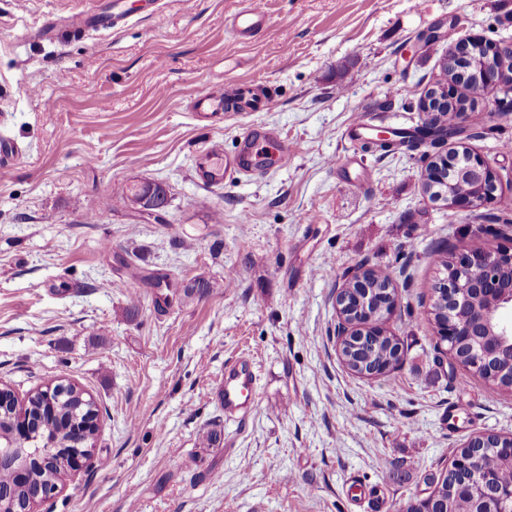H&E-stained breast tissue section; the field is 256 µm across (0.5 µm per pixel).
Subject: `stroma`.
Instances as JSON below:
<instances>
[{"label": "stroma", "mask_w": 512, "mask_h": 512, "mask_svg": "<svg viewBox=\"0 0 512 512\" xmlns=\"http://www.w3.org/2000/svg\"><path fill=\"white\" fill-rule=\"evenodd\" d=\"M241 6L0 0V142L21 150L0 181V387L22 401L71 382L100 414L92 467L34 512H358L363 497L399 512L469 437L512 435V390L490 393L427 316L446 251L512 245V89L488 86L459 121L496 179L475 211L424 191L448 143L354 153L345 137L363 115L419 127L449 48L421 35L512 45V0H262L246 44L229 30ZM90 8L129 18L70 24ZM238 82L274 106L195 119L199 90ZM252 128L277 133L271 164L202 184L200 150L233 153ZM137 181L168 206L131 208ZM363 267L400 294L387 329L403 362L374 378L336 349L333 295ZM242 356L259 388L229 419L218 393Z\"/></svg>", "instance_id": "stroma-1"}]
</instances>
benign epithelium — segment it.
<instances>
[{
    "label": "benign epithelium",
    "mask_w": 512,
    "mask_h": 512,
    "mask_svg": "<svg viewBox=\"0 0 512 512\" xmlns=\"http://www.w3.org/2000/svg\"><path fill=\"white\" fill-rule=\"evenodd\" d=\"M469 73L463 69L457 71L455 78L432 87V98L424 99L427 112L455 100L448 93V85L465 82ZM464 143H456L453 151L434 155L426 168V183L433 187L458 176L476 182L475 191L462 195L443 194L439 200L453 208L476 210L495 199L496 183L492 171L474 152H469L467 160H462L460 147ZM128 201L145 212L158 210V200L154 194V186L146 191L131 196ZM450 273L441 278L434 290V300L448 303V307H472L473 317L467 329L458 327L450 321L438 328L440 341L448 344V351L456 354L460 339L473 337L470 343L469 356L464 366L479 375H485L490 359L507 356L512 360V318L505 317V312L512 313V279L500 277V270L506 264H512V250H492L486 246L475 249L469 245L453 252L449 258ZM369 270L361 269L336 293L335 304L340 323L338 326L339 341L356 336L363 341L368 336L387 334L385 323L399 304L396 283L388 285L389 303H376L368 287ZM489 297L495 300L490 307L479 305L481 299ZM10 426L8 443L0 444V468L8 467L14 471L19 481L26 479L30 460H43L67 473L78 472L91 465V455L83 449L86 438L83 433L76 435L75 447L78 452L51 458L44 456L45 448L36 443L31 432L29 420L24 417L13 418L7 422ZM487 434H478L469 438L460 447L468 449L463 453L456 451L449 468L469 474V478L461 486L463 493L476 506L477 512H512V484H503L497 477L479 467L477 448L486 447ZM44 499L41 490L30 493L27 506L16 507L9 495L0 490V512H34V507Z\"/></svg>",
    "instance_id": "obj_1"
}]
</instances>
